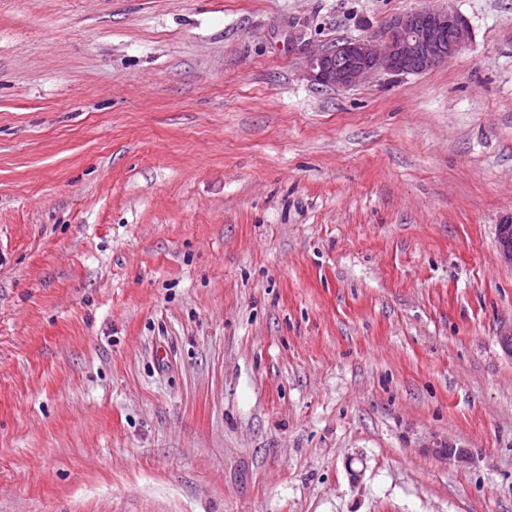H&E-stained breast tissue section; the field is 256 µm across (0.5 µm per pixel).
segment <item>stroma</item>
Listing matches in <instances>:
<instances>
[{"mask_svg":"<svg viewBox=\"0 0 512 512\" xmlns=\"http://www.w3.org/2000/svg\"><path fill=\"white\" fill-rule=\"evenodd\" d=\"M511 216L512 0H0V512H512ZM468 39V26L453 9L414 10L390 18L373 36L310 50L305 68L314 84L348 89L382 74L428 71Z\"/></svg>","mask_w":512,"mask_h":512,"instance_id":"obj_1","label":"stroma"}]
</instances>
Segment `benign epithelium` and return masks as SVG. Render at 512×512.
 <instances>
[{
	"label": "benign epithelium",
	"mask_w": 512,
	"mask_h": 512,
	"mask_svg": "<svg viewBox=\"0 0 512 512\" xmlns=\"http://www.w3.org/2000/svg\"><path fill=\"white\" fill-rule=\"evenodd\" d=\"M469 39L463 18L449 7L390 18L374 35L312 49L305 58L311 82L348 89L382 74L422 73L458 54ZM500 259L512 265V224L498 225Z\"/></svg>",
	"instance_id": "7a95c632"
}]
</instances>
